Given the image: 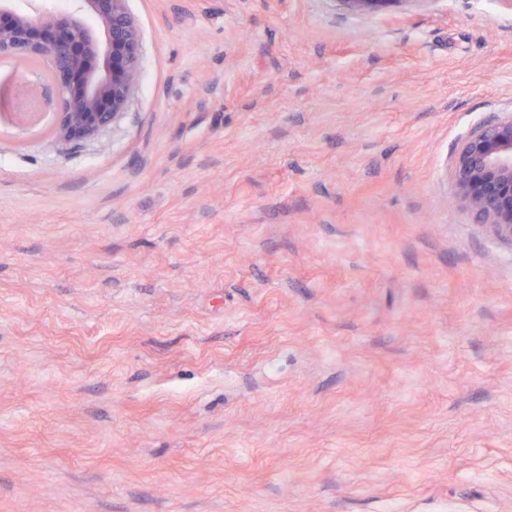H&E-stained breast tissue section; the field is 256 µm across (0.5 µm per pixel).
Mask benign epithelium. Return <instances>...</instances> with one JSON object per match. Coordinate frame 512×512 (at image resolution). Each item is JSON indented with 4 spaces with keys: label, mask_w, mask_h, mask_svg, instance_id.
<instances>
[{
    "label": "benign epithelium",
    "mask_w": 512,
    "mask_h": 512,
    "mask_svg": "<svg viewBox=\"0 0 512 512\" xmlns=\"http://www.w3.org/2000/svg\"><path fill=\"white\" fill-rule=\"evenodd\" d=\"M78 2L70 13L46 4L17 13L8 0H0V57L41 61L50 71L40 90L17 75L9 107L19 122L43 102L57 110L56 140L63 150L95 136L124 113L141 69L140 34L126 0ZM342 2L369 11L403 0ZM88 13L97 17L98 27L84 21ZM451 179L457 198L474 217L512 240V112L479 123L462 140Z\"/></svg>",
    "instance_id": "obj_1"
}]
</instances>
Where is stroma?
Listing matches in <instances>:
<instances>
[{
  "mask_svg": "<svg viewBox=\"0 0 512 512\" xmlns=\"http://www.w3.org/2000/svg\"><path fill=\"white\" fill-rule=\"evenodd\" d=\"M126 7L113 124H0V512H512V241L447 173L512 0Z\"/></svg>",
  "mask_w": 512,
  "mask_h": 512,
  "instance_id": "stroma-1",
  "label": "stroma"
}]
</instances>
